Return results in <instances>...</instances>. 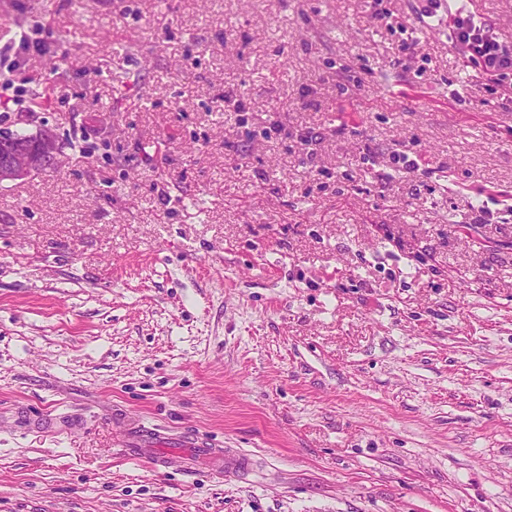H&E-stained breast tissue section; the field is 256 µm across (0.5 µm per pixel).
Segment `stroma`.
Segmentation results:
<instances>
[{"instance_id": "35a3bbf8", "label": "stroma", "mask_w": 512, "mask_h": 512, "mask_svg": "<svg viewBox=\"0 0 512 512\" xmlns=\"http://www.w3.org/2000/svg\"><path fill=\"white\" fill-rule=\"evenodd\" d=\"M388 6L421 70L367 0H0V129L69 144L0 184V512H512V222L467 213L512 112ZM115 408L258 473L124 458Z\"/></svg>"}]
</instances>
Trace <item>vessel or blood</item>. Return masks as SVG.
I'll list each match as a JSON object with an SVG mask.
<instances>
[{
    "instance_id": "vessel-or-blood-1",
    "label": "vessel or blood",
    "mask_w": 512,
    "mask_h": 512,
    "mask_svg": "<svg viewBox=\"0 0 512 512\" xmlns=\"http://www.w3.org/2000/svg\"><path fill=\"white\" fill-rule=\"evenodd\" d=\"M112 421L123 431L120 453L132 459L149 460L158 469L191 460L196 466L211 472L244 476L255 466L248 455L216 447L194 432L174 434L156 425L137 422L119 412L113 413Z\"/></svg>"
}]
</instances>
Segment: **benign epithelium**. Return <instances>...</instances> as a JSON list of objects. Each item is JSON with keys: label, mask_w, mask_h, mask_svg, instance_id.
I'll list each match as a JSON object with an SVG mask.
<instances>
[{"label": "benign epithelium", "mask_w": 512, "mask_h": 512, "mask_svg": "<svg viewBox=\"0 0 512 512\" xmlns=\"http://www.w3.org/2000/svg\"><path fill=\"white\" fill-rule=\"evenodd\" d=\"M39 149L24 145L0 146V183L24 179L46 169L59 166L64 154L57 134L43 128L38 132Z\"/></svg>", "instance_id": "obj_1"}]
</instances>
